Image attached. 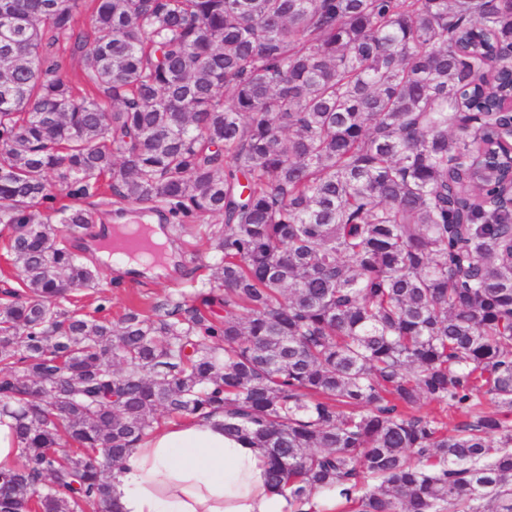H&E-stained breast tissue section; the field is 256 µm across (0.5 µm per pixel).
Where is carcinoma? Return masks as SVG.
Here are the masks:
<instances>
[{"mask_svg":"<svg viewBox=\"0 0 512 512\" xmlns=\"http://www.w3.org/2000/svg\"><path fill=\"white\" fill-rule=\"evenodd\" d=\"M494 53L512 0H0V512L107 501L159 409L224 411L290 512H512V207L472 174L512 153ZM110 204L224 218L199 305L62 308L99 280L65 234ZM420 411L422 413H430L443 419V421L447 423L448 430L450 431L467 419L466 414L460 409L448 406L447 410L443 411L438 404L426 400L421 403ZM14 425L10 415H0V469L7 468L20 453L21 444L16 438Z\"/></svg>","mask_w":512,"mask_h":512,"instance_id":"carcinoma-1","label":"carcinoma"}]
</instances>
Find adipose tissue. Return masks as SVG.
Wrapping results in <instances>:
<instances>
[{
    "instance_id": "adipose-tissue-1",
    "label": "adipose tissue",
    "mask_w": 512,
    "mask_h": 512,
    "mask_svg": "<svg viewBox=\"0 0 512 512\" xmlns=\"http://www.w3.org/2000/svg\"><path fill=\"white\" fill-rule=\"evenodd\" d=\"M119 512H286L265 453L224 432L223 414L154 428L112 471Z\"/></svg>"
}]
</instances>
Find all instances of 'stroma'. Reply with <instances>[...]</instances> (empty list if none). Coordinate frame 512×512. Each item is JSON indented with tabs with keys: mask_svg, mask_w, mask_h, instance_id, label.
Masks as SVG:
<instances>
[{
	"mask_svg": "<svg viewBox=\"0 0 512 512\" xmlns=\"http://www.w3.org/2000/svg\"><path fill=\"white\" fill-rule=\"evenodd\" d=\"M222 222V217L205 216L185 232L176 230L173 224H165L167 242L176 257L166 275L150 277L102 267L100 284L80 291L79 307L90 314L102 312L115 321L134 306L145 309L156 306L164 312L169 303L193 301L198 291L208 286L214 257L207 237Z\"/></svg>",
	"mask_w": 512,
	"mask_h": 512,
	"instance_id": "obj_1",
	"label": "stroma"
}]
</instances>
